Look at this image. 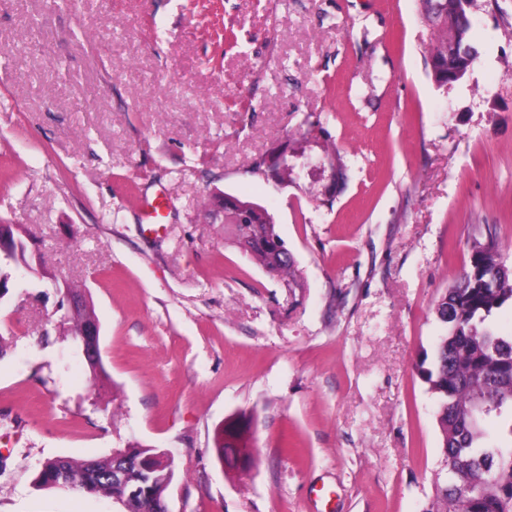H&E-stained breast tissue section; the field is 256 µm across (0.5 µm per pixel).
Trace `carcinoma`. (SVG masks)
Listing matches in <instances>:
<instances>
[{"label": "carcinoma", "mask_w": 512, "mask_h": 512, "mask_svg": "<svg viewBox=\"0 0 512 512\" xmlns=\"http://www.w3.org/2000/svg\"><path fill=\"white\" fill-rule=\"evenodd\" d=\"M425 18L439 31L430 48L427 66L437 87L462 80L478 59L470 45L472 23L460 0H420ZM272 151L283 153L273 167L282 184H296L303 177L310 184L319 180L306 165L311 158L323 166L344 169L336 146L328 142L321 120L307 123L296 142L286 141ZM254 223L237 224L231 238L237 245L255 229L279 239L274 217L267 209L253 214ZM0 233L16 240L19 252L12 261L30 265L41 260L29 249L19 224H8ZM470 265L440 295L435 311L444 326L438 337L430 366L420 367L423 380L438 400L437 420L447 478H436L434 492L425 512H512V336H502L491 325L493 311L512 302V267L501 255L497 238L474 241ZM249 256L267 274L284 281L288 288L304 287L292 254L278 255L255 247ZM96 320L91 307L70 322L69 333L81 340L84 325ZM90 381L102 386L110 381L102 360H87ZM248 418L240 414L224 425L215 451L224 459L229 447L248 448ZM157 449L132 444L124 452L127 466L120 482L112 480L116 457L73 460L55 457L44 462L37 478L40 486L86 494H101L123 503L125 512H161L174 480L172 465L151 462Z\"/></svg>", "instance_id": "carcinoma-1"}]
</instances>
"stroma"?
I'll return each instance as SVG.
<instances>
[{
  "mask_svg": "<svg viewBox=\"0 0 512 512\" xmlns=\"http://www.w3.org/2000/svg\"><path fill=\"white\" fill-rule=\"evenodd\" d=\"M468 15L480 60L439 88L418 0H0V221L45 263L0 298V512H119L36 477L135 442L171 452L170 512H425L436 300L488 233L512 266V0ZM315 119L346 166L328 205L251 173ZM217 190L273 215L304 288L206 223ZM241 413L245 471L215 452ZM67 291L72 294H81V295H72L67 293L66 291L63 293V298L65 300L66 308V317L77 318L85 309L83 316L75 321H69V333L72 338L76 341L81 340V334L84 330V325L87 322L98 321L94 311L90 306L86 307L88 298L83 293V289L78 285L66 284L65 286ZM86 307V308H85ZM82 352L87 358V366L90 372V381L94 386H103L110 381L109 375L103 365L100 351V325L97 322L90 323L83 334ZM97 360V361H92Z\"/></svg>",
  "mask_w": 512,
  "mask_h": 512,
  "instance_id": "stroma-1",
  "label": "stroma"
}]
</instances>
